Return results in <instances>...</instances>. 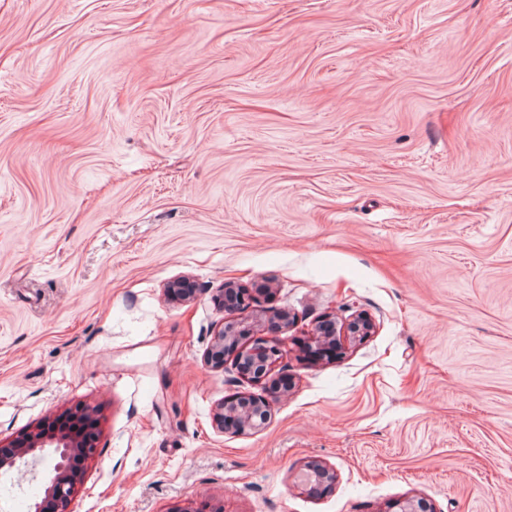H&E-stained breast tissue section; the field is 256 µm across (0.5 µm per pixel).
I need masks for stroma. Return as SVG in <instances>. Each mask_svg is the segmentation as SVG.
I'll use <instances>...</instances> for the list:
<instances>
[{
	"instance_id": "stroma-1",
	"label": "stroma",
	"mask_w": 512,
	"mask_h": 512,
	"mask_svg": "<svg viewBox=\"0 0 512 512\" xmlns=\"http://www.w3.org/2000/svg\"><path fill=\"white\" fill-rule=\"evenodd\" d=\"M228 282L287 394L205 366ZM81 406L74 512H512V0H0V441ZM372 330V321L367 316L359 314L343 328L338 329L332 322L318 325L315 327L312 336L314 342L318 344H323L326 340H330L336 344V347H340L342 345L341 336L343 341L350 346L364 341L372 334ZM239 399H227L221 402L214 413L215 428L224 433L225 429H239V431H258L268 423L270 414L268 405L262 400H253L244 406Z\"/></svg>"
}]
</instances>
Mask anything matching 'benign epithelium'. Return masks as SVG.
<instances>
[{"label":"benign epithelium","instance_id":"7a95c632","mask_svg":"<svg viewBox=\"0 0 512 512\" xmlns=\"http://www.w3.org/2000/svg\"><path fill=\"white\" fill-rule=\"evenodd\" d=\"M266 317V311L257 310L247 321L221 324L207 351V364L213 368H221L224 365V350H236L239 374L251 382L260 381L278 363L281 356L279 347L259 339L249 348L240 346V343L244 337L253 335L256 327ZM372 330V321L359 314L343 328L332 322L318 325L312 336L318 344L330 340L339 347L343 341L355 345L365 340L372 334ZM269 418L268 405L262 400H254L245 406L240 398L227 399L218 405L213 423L221 433L229 428L258 431L265 427ZM8 448L9 453L0 452V470L20 472L38 459L46 456L53 458L54 464L44 482L43 500L51 502L54 512H70V502L81 479V473L71 468L69 459L76 455L92 456L95 442L75 430L62 428L49 421L11 441ZM335 477V470L323 464L313 465L304 474L308 484L332 481Z\"/></svg>","mask_w":512,"mask_h":512}]
</instances>
